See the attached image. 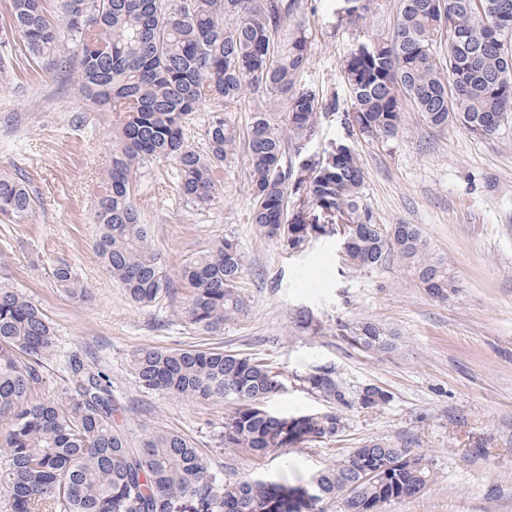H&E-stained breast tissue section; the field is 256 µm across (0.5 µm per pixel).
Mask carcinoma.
I'll use <instances>...</instances> for the list:
<instances>
[{
    "instance_id": "obj_1",
    "label": "carcinoma",
    "mask_w": 512,
    "mask_h": 512,
    "mask_svg": "<svg viewBox=\"0 0 512 512\" xmlns=\"http://www.w3.org/2000/svg\"><path fill=\"white\" fill-rule=\"evenodd\" d=\"M373 0H351L357 24ZM512 0H400L392 34L361 43L343 59L350 92L349 124L368 141L399 132L403 104L414 103L426 125L444 132L460 124L491 139L512 123V29L495 20ZM297 0H59V16L44 0H12L9 48L37 60L48 73L74 82L79 93L109 106L115 138L98 185L93 243L106 270L128 297L151 307L177 284L163 274L148 228L134 203L133 180L148 161H173L185 201L209 205L224 173L241 166L248 178L251 223L264 238L290 250L323 232L316 211L343 223L347 261L374 269L391 251L410 260L419 282L437 298L458 288L448 262L428 256L415 224L386 229L364 203V173L354 150L339 144L313 158L303 142L336 103L300 82L310 44L297 20ZM445 43L446 53L437 50ZM254 95L246 134L231 118L244 90ZM213 106L199 136L187 132L205 104ZM294 159L284 161L287 146ZM34 206L21 179L0 176V214L21 217ZM245 269L234 237L216 240L186 264L189 323L209 333L246 308L238 291ZM69 297L87 300L92 289L66 264L54 270ZM349 345L376 353L393 349L392 335L369 322L343 324ZM52 320L29 296L0 284V484L9 512H324V502L379 512L410 499L433 479L431 459L411 448L371 440L313 480V507L302 486L264 481L226 482L184 435L158 429L135 438L116 424L112 382L80 355L68 358V381L43 398L41 368L57 352ZM132 368L141 390L179 400L233 405L220 445L262 457L281 448L332 442L346 429L333 410L286 416L268 399L282 389L279 372L220 349H138ZM328 401L345 403L333 373L305 378ZM364 388L366 407L386 402ZM375 472L364 479L366 470Z\"/></svg>"
}]
</instances>
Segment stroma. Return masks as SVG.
Returning <instances> with one entry per match:
<instances>
[{
	"mask_svg": "<svg viewBox=\"0 0 512 512\" xmlns=\"http://www.w3.org/2000/svg\"><path fill=\"white\" fill-rule=\"evenodd\" d=\"M400 0H375L360 25L339 18L338 0H302L298 15L311 42L301 75L306 86L334 95L338 110L306 142L309 155L331 143L355 150L364 200L379 224L418 225L430 256L446 259L458 289L431 296L408 260L391 253L375 269L346 264L339 234L311 238L292 252L264 239L249 220L247 175L224 176L214 202L196 207L181 197L171 161L157 158L137 174L136 205L161 258L179 280L183 267L218 238L238 241L245 259L240 288L248 308L212 335L185 317L187 290L154 306L130 301L92 248L99 227L93 193L112 150L111 115L31 59L0 70V174L25 179L37 197L24 218L0 216V275L54 322L59 356L47 361L41 394L55 396L68 378L63 354L88 356L128 406L118 422L133 435L160 427L190 437L212 472L228 481L308 485L327 465L378 439L426 453L433 482L412 499L381 512H512V125L493 139L462 127L438 132L404 105L396 138L371 142L348 132L349 91L341 59L356 39L388 37ZM71 265L89 283L90 301L70 298L53 271ZM312 324L299 326V311ZM368 321L395 336L388 354L365 353L340 335L339 324ZM217 348L262 357L281 374L272 410L300 415L327 404L305 382L333 370L346 394L340 440L284 448L253 458L220 447L222 402L181 401L143 392L131 369L134 350ZM375 385L386 403L363 407Z\"/></svg>",
	"mask_w": 512,
	"mask_h": 512,
	"instance_id": "obj_1",
	"label": "stroma"
}]
</instances>
